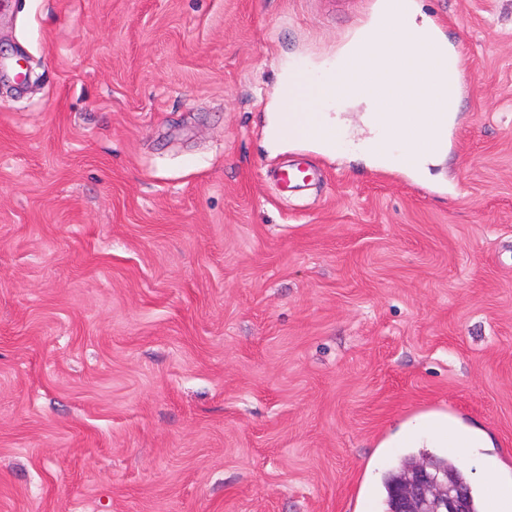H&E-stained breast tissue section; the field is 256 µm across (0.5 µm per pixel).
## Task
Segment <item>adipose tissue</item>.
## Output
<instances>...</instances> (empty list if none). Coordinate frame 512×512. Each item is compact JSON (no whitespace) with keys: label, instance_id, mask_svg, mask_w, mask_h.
Wrapping results in <instances>:
<instances>
[{"label":"adipose tissue","instance_id":"1","mask_svg":"<svg viewBox=\"0 0 512 512\" xmlns=\"http://www.w3.org/2000/svg\"><path fill=\"white\" fill-rule=\"evenodd\" d=\"M389 448H459L464 457L478 455L491 447L490 438L483 431L465 426L459 421L438 415H423L402 423L387 438Z\"/></svg>","mask_w":512,"mask_h":512}]
</instances>
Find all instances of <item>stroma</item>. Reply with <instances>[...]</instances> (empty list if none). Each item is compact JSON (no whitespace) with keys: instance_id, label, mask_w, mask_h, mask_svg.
<instances>
[{"instance_id":"1","label":"stroma","mask_w":512,"mask_h":512,"mask_svg":"<svg viewBox=\"0 0 512 512\" xmlns=\"http://www.w3.org/2000/svg\"><path fill=\"white\" fill-rule=\"evenodd\" d=\"M375 2L0 0V512H381L429 412L512 478V0H418L463 69L428 174L266 140ZM387 448H462L463 459L493 448L483 431L465 426L448 416L423 415L404 422L385 441Z\"/></svg>"}]
</instances>
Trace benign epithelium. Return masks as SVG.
<instances>
[{
  "mask_svg": "<svg viewBox=\"0 0 512 512\" xmlns=\"http://www.w3.org/2000/svg\"><path fill=\"white\" fill-rule=\"evenodd\" d=\"M395 512H470L466 491L448 480L433 462L414 468L393 490Z\"/></svg>",
  "mask_w": 512,
  "mask_h": 512,
  "instance_id": "benign-epithelium-1",
  "label": "benign epithelium"
}]
</instances>
